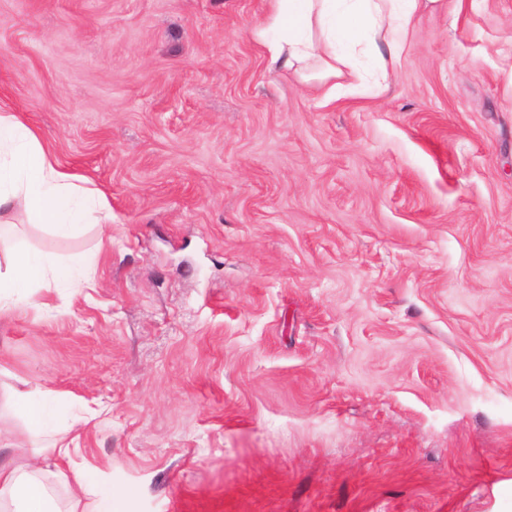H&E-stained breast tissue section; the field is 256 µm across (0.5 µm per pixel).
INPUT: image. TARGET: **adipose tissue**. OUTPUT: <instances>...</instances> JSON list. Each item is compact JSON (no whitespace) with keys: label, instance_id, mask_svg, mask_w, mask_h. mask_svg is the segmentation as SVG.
I'll return each mask as SVG.
<instances>
[{"label":"adipose tissue","instance_id":"1","mask_svg":"<svg viewBox=\"0 0 512 512\" xmlns=\"http://www.w3.org/2000/svg\"><path fill=\"white\" fill-rule=\"evenodd\" d=\"M423 0H266L265 43L273 65L299 71L318 61L319 77L332 91H350L375 83L387 85L402 51L406 32ZM24 208L31 224L69 237L88 215L112 221L106 195L81 186L80 177L62 168L40 140L8 106L0 103V247L10 248L11 267L0 272V313L46 288L54 276H67L70 265L31 251L15 240L5 218ZM7 401L25 417L31 434L48 431L53 412L38 389L12 392ZM0 512H57L39 478L38 467L17 463L13 452L0 455ZM66 512H112L111 495L92 478L76 474Z\"/></svg>","mask_w":512,"mask_h":512}]
</instances>
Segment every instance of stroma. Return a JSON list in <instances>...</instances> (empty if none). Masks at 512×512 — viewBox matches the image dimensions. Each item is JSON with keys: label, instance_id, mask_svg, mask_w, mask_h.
I'll return each instance as SVG.
<instances>
[{"label": "stroma", "instance_id": "stroma-1", "mask_svg": "<svg viewBox=\"0 0 512 512\" xmlns=\"http://www.w3.org/2000/svg\"><path fill=\"white\" fill-rule=\"evenodd\" d=\"M265 10L0 0V100L112 207L11 217L93 280L0 314V444L115 512H512V0H437L333 99ZM7 402L25 417L27 429L33 435L48 431L53 422V412L48 395L39 389L14 391ZM73 484L70 504L65 512H112V494L102 493L88 474L77 473ZM83 499L87 502L79 510Z\"/></svg>", "mask_w": 512, "mask_h": 512}]
</instances>
